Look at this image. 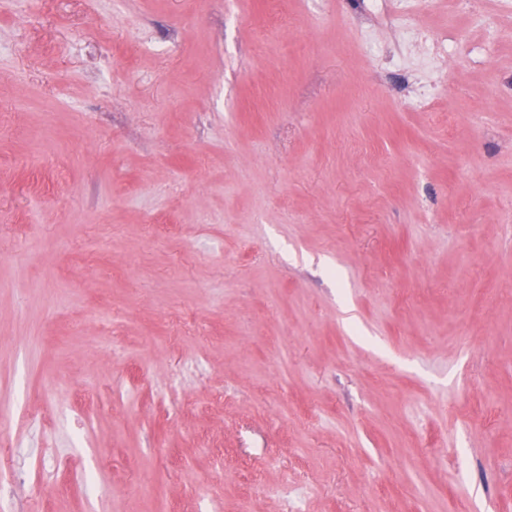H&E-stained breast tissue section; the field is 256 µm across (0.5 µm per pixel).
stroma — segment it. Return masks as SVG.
Segmentation results:
<instances>
[{
  "label": "stroma",
  "mask_w": 512,
  "mask_h": 512,
  "mask_svg": "<svg viewBox=\"0 0 512 512\" xmlns=\"http://www.w3.org/2000/svg\"><path fill=\"white\" fill-rule=\"evenodd\" d=\"M481 2L494 31L461 0H0L21 512H512V0Z\"/></svg>",
  "instance_id": "1"
}]
</instances>
